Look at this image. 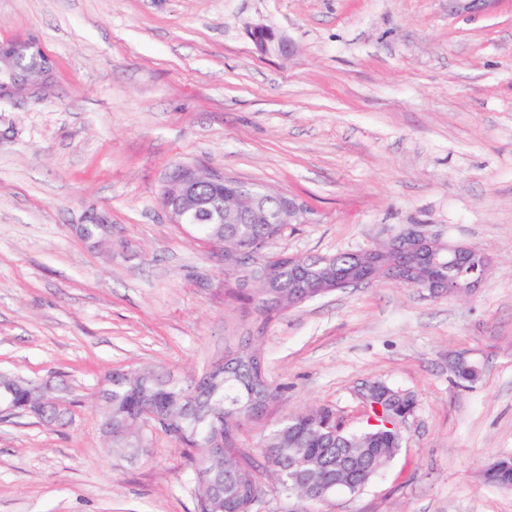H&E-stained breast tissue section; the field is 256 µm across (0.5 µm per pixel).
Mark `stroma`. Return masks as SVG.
Returning <instances> with one entry per match:
<instances>
[{
  "instance_id": "35a3bbf8",
  "label": "stroma",
  "mask_w": 512,
  "mask_h": 512,
  "mask_svg": "<svg viewBox=\"0 0 512 512\" xmlns=\"http://www.w3.org/2000/svg\"><path fill=\"white\" fill-rule=\"evenodd\" d=\"M258 26L295 54H258ZM17 39L54 73L0 99V373L73 405L64 425L0 416V512H195L183 448L161 431L137 455L110 446L99 390L143 367L191 385L250 336L285 393L242 422L243 455L319 407L364 430L369 383L413 400L394 457L314 512H512L485 476L512 456V0H0V42ZM180 165L302 201L274 251L367 250L419 224L491 270L467 295L385 278L262 321L168 223ZM94 213L111 250L76 232Z\"/></svg>"
}]
</instances>
